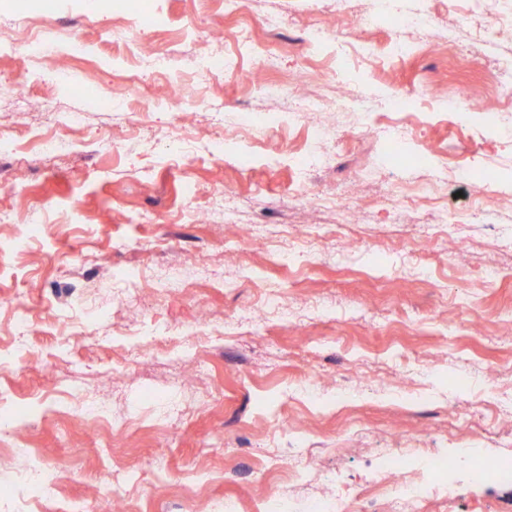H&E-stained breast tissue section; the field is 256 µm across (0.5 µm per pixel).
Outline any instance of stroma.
<instances>
[{
  "instance_id": "stroma-1",
  "label": "stroma",
  "mask_w": 512,
  "mask_h": 512,
  "mask_svg": "<svg viewBox=\"0 0 512 512\" xmlns=\"http://www.w3.org/2000/svg\"><path fill=\"white\" fill-rule=\"evenodd\" d=\"M441 8L416 53L373 64L335 43L311 45L308 27L362 0H129L111 14L62 0L56 26L81 32L86 54L31 60L0 50V84L24 77L28 101L0 95V512H310L325 495L343 512H389L374 490L390 452L427 449L454 462L451 490L413 512H512V484H472L461 449L512 456V205L493 208L464 170L492 173L512 194V136L462 99L492 100L504 49L480 32L512 15V0ZM280 16L277 30L264 18ZM129 25L137 51L100 41ZM233 61L223 81L196 85L195 52ZM170 54L165 80L191 87L166 100L147 72ZM308 70L314 94L358 85L363 105L337 101L326 166L299 175L291 158L313 130L294 123L281 81ZM138 73L120 108L96 100L114 74ZM425 80L434 95L401 102L413 136L391 149L359 133L364 114L385 124L396 88ZM94 96H86V87ZM80 112L72 152L30 151L45 112ZM267 123L254 151L212 138ZM115 140L112 150L100 149ZM448 176L433 181L438 169ZM319 195L316 218L293 204ZM29 237L28 248L13 242ZM178 266L185 284L167 278ZM81 295L78 327L52 317ZM38 321L17 336L15 302ZM315 376L314 395L301 387ZM96 395L98 431L64 389ZM54 467L52 495L23 469Z\"/></svg>"
}]
</instances>
